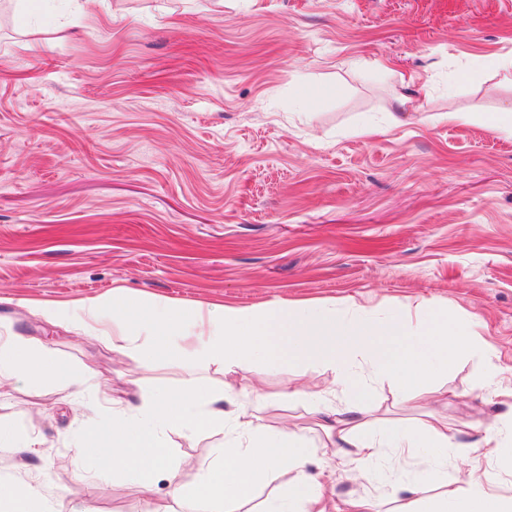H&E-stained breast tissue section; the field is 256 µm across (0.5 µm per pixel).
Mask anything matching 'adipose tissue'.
Listing matches in <instances>:
<instances>
[{"label": "adipose tissue", "mask_w": 512, "mask_h": 512, "mask_svg": "<svg viewBox=\"0 0 512 512\" xmlns=\"http://www.w3.org/2000/svg\"><path fill=\"white\" fill-rule=\"evenodd\" d=\"M37 313L49 326L79 330L113 349L136 352L145 363L187 365L179 389L157 391L135 410L113 413L111 424L88 425L74 446L79 456H95L102 472L126 469L146 488L160 471H167L169 494L176 498L184 489L177 480L180 465L165 444L167 437L214 426L230 429L232 445L200 470L192 496L194 512H241L256 485L279 473L292 476L288 495L270 501L261 512H378L374 497L340 503L326 498L320 483L305 471L313 450L293 430L270 432L253 418L227 422L223 411L213 407L216 395L206 375L211 364L237 371L260 365L287 369L295 362H311L329 371L331 394L343 396L348 405L339 411L323 401L318 410L330 418L327 433L353 449L349 455L335 454L334 467L359 477L377 462L380 449L411 458L422 448L447 450L454 441L447 423L434 416L413 426L371 428L356 403L368 384L388 381L399 396L423 397L466 351L483 360L484 383L496 386L505 377L493 347L477 342L466 326L435 307L429 308L417 332L409 329L400 311L378 323L332 305L216 306L205 311L121 293L88 304L79 313L61 302L43 304ZM3 372L46 384L61 378L80 381L78 374L60 367L50 347L26 350L10 335L0 336ZM416 492V498L403 501L398 512H512V496L499 494L479 454L471 456L463 485H450L442 471Z\"/></svg>", "instance_id": "ef3b65f1"}]
</instances>
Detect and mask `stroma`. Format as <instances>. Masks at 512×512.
Returning a JSON list of instances; mask_svg holds the SVG:
<instances>
[{"label":"stroma","mask_w":512,"mask_h":512,"mask_svg":"<svg viewBox=\"0 0 512 512\" xmlns=\"http://www.w3.org/2000/svg\"><path fill=\"white\" fill-rule=\"evenodd\" d=\"M509 108L512 0H87L68 15L0 0V332L53 348L91 384L78 400L63 383L0 376V427L39 442L0 440V480L41 484L56 512H144L168 491L161 476L147 490L128 472L97 476L70 441L185 367L48 327L45 302L116 290L184 307L333 303L377 320L405 307L414 325L424 303L512 369V135L488 124ZM370 123L385 134L363 136ZM481 370L463 354L422 400L372 385L364 418L447 421L456 475L512 419V382L480 386ZM207 375L226 416L325 444L309 398L329 372ZM292 382L306 399L280 400ZM224 442L217 428L167 438L173 459L196 463L180 472L186 490ZM436 468L425 451L383 453L367 480L308 471L332 499L387 502L401 472Z\"/></svg>","instance_id":"35a3bbf8"}]
</instances>
